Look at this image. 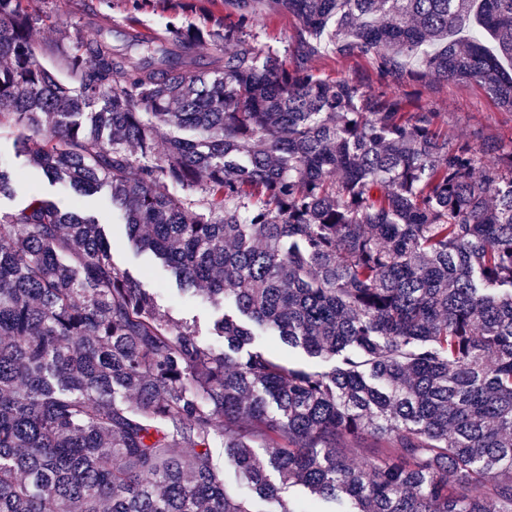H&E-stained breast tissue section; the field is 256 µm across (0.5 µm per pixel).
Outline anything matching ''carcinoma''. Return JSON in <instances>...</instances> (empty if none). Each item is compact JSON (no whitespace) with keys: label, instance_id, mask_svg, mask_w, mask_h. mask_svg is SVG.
<instances>
[{"label":"carcinoma","instance_id":"1","mask_svg":"<svg viewBox=\"0 0 512 512\" xmlns=\"http://www.w3.org/2000/svg\"><path fill=\"white\" fill-rule=\"evenodd\" d=\"M222 3L212 29L82 39L64 79L0 0V129L76 193L0 224V512H251L216 434L265 512H299L295 486L340 512H512V142L451 141L416 99L312 66L361 56L512 110V0ZM268 6L295 18L288 60L251 39ZM217 31L233 51L197 67ZM22 177L0 162V195ZM102 187L185 290L331 370L230 355L252 333L225 313L222 345L162 315L83 213ZM211 456L216 470L224 478V486L229 493L245 499L252 511L259 512L267 508L266 503L241 479L234 464L225 458L224 446L218 438L211 447Z\"/></svg>","mask_w":512,"mask_h":512}]
</instances>
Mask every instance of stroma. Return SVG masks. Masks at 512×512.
Listing matches in <instances>:
<instances>
[{"mask_svg":"<svg viewBox=\"0 0 512 512\" xmlns=\"http://www.w3.org/2000/svg\"><path fill=\"white\" fill-rule=\"evenodd\" d=\"M27 7L41 19L34 33L35 38L66 46L74 44L77 38L90 35L89 23L96 15L123 22L133 16L140 27L161 34L172 16H179L186 25L201 24L209 15H219L224 11L220 0H28ZM313 66L331 78L345 75L367 77L369 87L374 89L384 84L372 63L360 56L338 59L326 54L317 58ZM397 92L413 96L432 111L438 112L439 121L449 139L475 135L489 143L512 141V110L500 107L478 84L428 78L400 86ZM84 211L104 224L112 245L114 265L156 289L157 303L162 313L168 314L176 322L190 325L201 343H219L220 338L214 332L218 312L204 295L180 291L157 260L135 252L128 245L125 226L120 216L112 210L107 189H98L85 197ZM211 456L228 492L245 499L251 512H264L265 502L241 479L234 464L225 458L221 442L213 443Z\"/></svg>","mask_w":512,"mask_h":512,"instance_id":"obj_1","label":"stroma"}]
</instances>
